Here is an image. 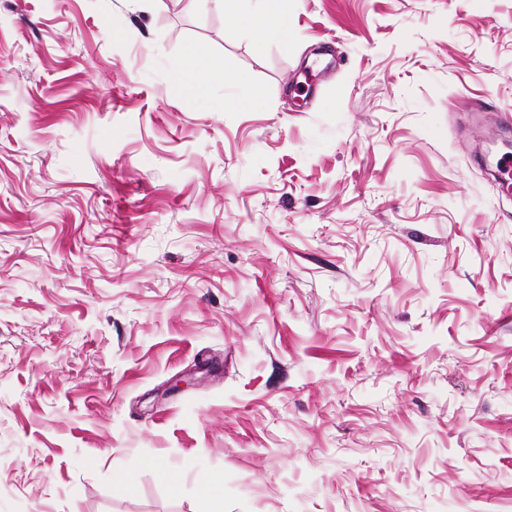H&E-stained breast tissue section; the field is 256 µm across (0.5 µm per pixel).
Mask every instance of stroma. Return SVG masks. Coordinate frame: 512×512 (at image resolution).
Returning <instances> with one entry per match:
<instances>
[{
    "mask_svg": "<svg viewBox=\"0 0 512 512\" xmlns=\"http://www.w3.org/2000/svg\"><path fill=\"white\" fill-rule=\"evenodd\" d=\"M282 7L0 0V512H512V0ZM261 29L271 38L288 43L291 31L288 25V18L282 9L266 12L259 20Z\"/></svg>",
    "mask_w": 512,
    "mask_h": 512,
    "instance_id": "35a3bbf8",
    "label": "stroma"
}]
</instances>
